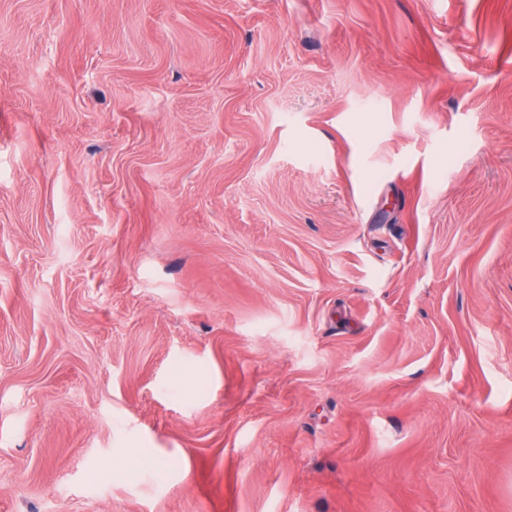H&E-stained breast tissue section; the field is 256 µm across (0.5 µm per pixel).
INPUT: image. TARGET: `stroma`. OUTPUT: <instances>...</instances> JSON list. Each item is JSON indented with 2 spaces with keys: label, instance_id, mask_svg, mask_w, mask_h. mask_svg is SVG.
I'll return each instance as SVG.
<instances>
[{
  "label": "stroma",
  "instance_id": "obj_1",
  "mask_svg": "<svg viewBox=\"0 0 512 512\" xmlns=\"http://www.w3.org/2000/svg\"><path fill=\"white\" fill-rule=\"evenodd\" d=\"M0 512H512V0H0Z\"/></svg>",
  "mask_w": 512,
  "mask_h": 512
}]
</instances>
